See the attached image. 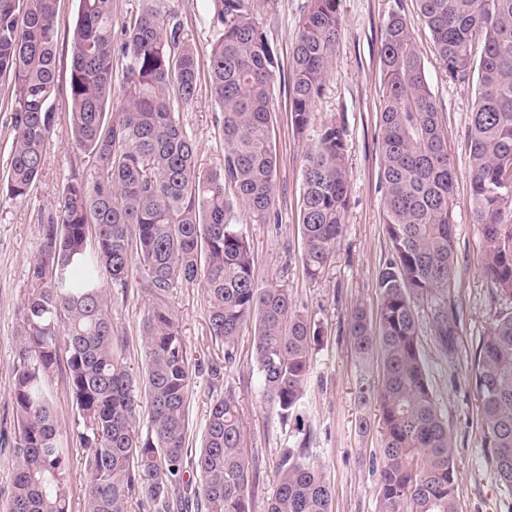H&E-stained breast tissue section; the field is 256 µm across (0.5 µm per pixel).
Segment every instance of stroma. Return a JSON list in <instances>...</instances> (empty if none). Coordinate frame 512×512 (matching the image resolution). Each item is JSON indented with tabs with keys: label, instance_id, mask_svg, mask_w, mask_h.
Listing matches in <instances>:
<instances>
[{
	"label": "stroma",
	"instance_id": "35a3bbf8",
	"mask_svg": "<svg viewBox=\"0 0 512 512\" xmlns=\"http://www.w3.org/2000/svg\"><path fill=\"white\" fill-rule=\"evenodd\" d=\"M151 3L167 21L179 24L181 38L197 51L200 67H207L215 31L209 0H114L112 28L121 32L131 13ZM308 0H260L256 18L277 54L271 110L276 132L277 221L261 223L244 205H237L255 258L260 287L286 289L297 309L321 325L326 338L312 355L311 371L299 419L282 421L269 405L254 366V328L246 326L234 344L232 360L212 338L202 285L173 289L167 299L191 364L197 365L189 392V448L198 450L211 403L224 394L237 402L243 446L250 458L253 512H266L277 486V468L288 449L310 434L306 458L324 472L334 490L333 512H377L378 471L372 456L380 443L378 429L361 434L360 417L377 422L376 404L361 405L356 388L362 375L379 376L380 365L362 366L348 336L347 322L355 310L374 314L379 295L376 278L390 257L384 226V189L380 182V111L384 82L381 43L392 13L410 24L424 64L427 82L442 115L448 136V154L457 184L451 221L455 229L456 284L451 301L458 319L456 361L448 363L430 331L429 299L417 300L421 354L433 395L448 422L460 485L459 512H512V492L499 481L490 461L479 419V395L473 379L476 348L500 313L512 312V302L499 298L482 273V235L472 221L468 199L469 158L467 130L475 102V84L452 80L438 60L430 33L422 22L416 0H338L343 25L336 55L328 71L323 96L314 107L316 128L336 124L343 131L350 178V201L344 234L336 252L318 279H309L300 263V196L306 152L316 143L314 132L300 138L290 123L288 63L298 23ZM78 0H60L57 17L59 54L55 102L57 122L46 149L42 171L28 196L13 200L0 193V505L11 494L16 468L17 434L12 402L11 367L16 355L18 307L29 286L30 264L41 245L37 222L40 211L55 206L62 186L72 173L88 170V156L72 144L65 90L69 83L71 49L68 34L76 20ZM180 123L197 146L202 171L220 168L224 159V116L200 86L194 101L179 109ZM112 326L127 342L125 360L133 375L144 369L140 325L151 303L142 288L109 289ZM219 376H212V367ZM53 403L68 450L72 512H82L87 476L82 450L73 432L77 417L64 371L51 379Z\"/></svg>",
	"mask_w": 512,
	"mask_h": 512
}]
</instances>
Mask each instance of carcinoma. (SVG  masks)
Segmentation results:
<instances>
[{
    "label": "carcinoma",
    "instance_id": "obj_1",
    "mask_svg": "<svg viewBox=\"0 0 512 512\" xmlns=\"http://www.w3.org/2000/svg\"><path fill=\"white\" fill-rule=\"evenodd\" d=\"M211 2L216 39L208 79L224 115V161L204 173L171 104L188 105L198 94L194 47L151 8L129 15L119 44L112 0H79L68 101L72 143L94 166L73 173L55 208L39 214L42 242L18 308V466L5 512H71L69 459L49 387L60 368L85 451L83 512H252L250 461L232 394L211 403L201 446L187 456L192 366L165 303L183 284H203L210 333L224 344V359H233L242 326L254 323V363L268 402L284 421L299 416L323 330L286 289L259 287L229 198L234 193L260 220L275 208L270 104L278 61L255 20L257 0ZM417 2L448 77L476 78L469 205L484 240L483 274L511 301L512 0ZM58 5L0 0V87L10 100L12 134L0 190L15 200L28 196L56 125ZM341 26L338 0H309L292 49L291 126L299 135L312 123ZM381 57V184L391 257L377 274L376 319L356 311L348 323L359 358L382 362L378 382L362 378L357 398L379 410L378 512H458L455 448L430 386L415 313V300L434 298L431 328L453 365L456 172L414 37L397 13L384 28ZM348 206L343 131L330 124L304 158L300 259L309 278L319 277L335 251ZM133 276L152 298L141 320L140 379L124 361L126 341L114 334L106 291L109 283L129 288ZM474 381L491 464L512 490V312L498 317L477 348ZM306 450L304 439L283 457L266 512H332L331 484Z\"/></svg>",
    "mask_w": 512,
    "mask_h": 512
}]
</instances>
